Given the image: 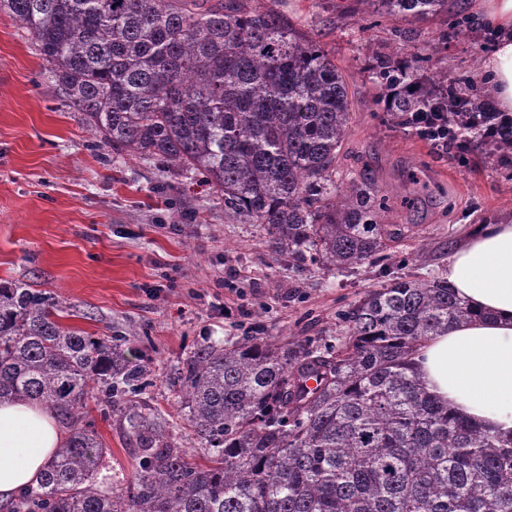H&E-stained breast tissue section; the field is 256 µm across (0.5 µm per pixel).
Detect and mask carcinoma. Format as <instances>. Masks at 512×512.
<instances>
[{"label": "carcinoma", "instance_id": "obj_1", "mask_svg": "<svg viewBox=\"0 0 512 512\" xmlns=\"http://www.w3.org/2000/svg\"><path fill=\"white\" fill-rule=\"evenodd\" d=\"M422 22L452 0H358ZM28 29L59 97L100 143L193 171L224 212L267 228L277 254L355 269L386 251L374 191L336 183L353 100L336 57L250 0H0ZM385 56L374 90L410 95L388 111L448 113V146L477 147L512 175V119L493 139L460 87ZM61 302L0 281V401L29 399L71 436L7 512H512V438L451 412L413 355L475 316L448 282L396 277L340 314L333 347L277 336L198 346L174 377L191 460L166 420L133 410L140 463L129 492L104 491L105 450L84 420L90 383L111 400L147 385L105 339L59 322ZM316 386L309 388L308 380Z\"/></svg>", "mask_w": 512, "mask_h": 512}]
</instances>
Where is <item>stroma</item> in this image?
I'll use <instances>...</instances> for the list:
<instances>
[{"mask_svg": "<svg viewBox=\"0 0 512 512\" xmlns=\"http://www.w3.org/2000/svg\"><path fill=\"white\" fill-rule=\"evenodd\" d=\"M277 10L336 56L356 97L341 151V185L367 175L384 221L402 228L382 257L353 270L274 253L263 226L228 219L192 172L101 145L46 75L27 29L0 12V280L23 281L68 305L62 324L111 339L148 387L89 399L106 454L101 477L132 482L139 444L130 409L167 419L183 442L185 411L169 380L194 347L243 336L337 344L339 314L394 276L440 277L481 225L512 219V178L484 155L459 162L386 120L370 56L422 53L478 78L493 44L454 16L410 23L365 15L359 0H278Z\"/></svg>", "mask_w": 512, "mask_h": 512, "instance_id": "stroma-1", "label": "stroma"}]
</instances>
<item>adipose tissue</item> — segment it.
<instances>
[{
	"mask_svg": "<svg viewBox=\"0 0 512 512\" xmlns=\"http://www.w3.org/2000/svg\"><path fill=\"white\" fill-rule=\"evenodd\" d=\"M494 30L480 81L498 111L512 114V0H471ZM445 279L477 313L415 354L422 381L441 404L473 424L512 436V220L470 235L449 257ZM67 430L32 400L0 403V503L35 486Z\"/></svg>",
	"mask_w": 512,
	"mask_h": 512,
	"instance_id": "obj_1",
	"label": "adipose tissue"
}]
</instances>
